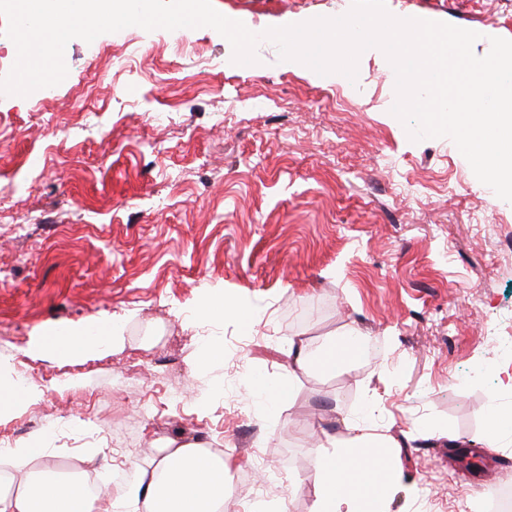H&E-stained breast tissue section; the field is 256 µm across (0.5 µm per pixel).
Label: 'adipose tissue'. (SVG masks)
I'll list each match as a JSON object with an SVG mask.
<instances>
[{
    "mask_svg": "<svg viewBox=\"0 0 512 512\" xmlns=\"http://www.w3.org/2000/svg\"><path fill=\"white\" fill-rule=\"evenodd\" d=\"M121 339V327L108 323L98 333L78 329L57 335L53 343L59 353L83 358L110 350ZM379 441L372 427L358 425L344 451L320 459L314 512H386L396 465L369 456ZM42 454L19 446L0 455V512H224L226 464L208 448L162 446L156 462L138 468L106 504L91 492L85 466L65 473L42 462Z\"/></svg>",
    "mask_w": 512,
    "mask_h": 512,
    "instance_id": "1",
    "label": "adipose tissue"
}]
</instances>
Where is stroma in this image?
<instances>
[{"mask_svg":"<svg viewBox=\"0 0 512 512\" xmlns=\"http://www.w3.org/2000/svg\"><path fill=\"white\" fill-rule=\"evenodd\" d=\"M212 3L262 30L352 6ZM386 6L477 32L479 57L512 40V0ZM232 54L209 27L131 26L72 39L51 99L0 96V357L43 392L0 437L60 468L90 456L111 494L157 445L192 442L222 452L241 512H312L318 460L367 423L399 469L387 512H481L479 492L512 480V430L484 439L491 399L512 405L493 372L512 365V203L452 140L409 139L380 49L353 82L269 41L257 64ZM222 288L250 324L201 314ZM108 321L111 354L30 349ZM351 333L378 354L289 376L290 341ZM211 342L222 356L197 367ZM259 382L294 396L263 401Z\"/></svg>","mask_w":512,"mask_h":512,"instance_id":"35a3bbf8","label":"stroma"}]
</instances>
